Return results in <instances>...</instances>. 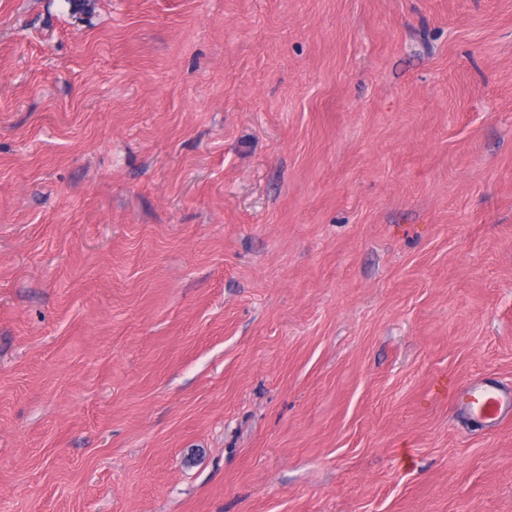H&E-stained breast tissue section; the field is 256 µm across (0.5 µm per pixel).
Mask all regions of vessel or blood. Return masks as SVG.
I'll use <instances>...</instances> for the list:
<instances>
[{"instance_id": "obj_1", "label": "vessel or blood", "mask_w": 512, "mask_h": 512, "mask_svg": "<svg viewBox=\"0 0 512 512\" xmlns=\"http://www.w3.org/2000/svg\"><path fill=\"white\" fill-rule=\"evenodd\" d=\"M458 409L471 418L496 427L512 422V387L484 378L451 389Z\"/></svg>"}]
</instances>
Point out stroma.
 Masks as SVG:
<instances>
[{"instance_id":"1","label":"stroma","mask_w":512,"mask_h":512,"mask_svg":"<svg viewBox=\"0 0 512 512\" xmlns=\"http://www.w3.org/2000/svg\"><path fill=\"white\" fill-rule=\"evenodd\" d=\"M0 0V512H512V0ZM458 409L470 419L479 418L487 426L512 422V387L493 379L471 381L460 388L448 387Z\"/></svg>"}]
</instances>
